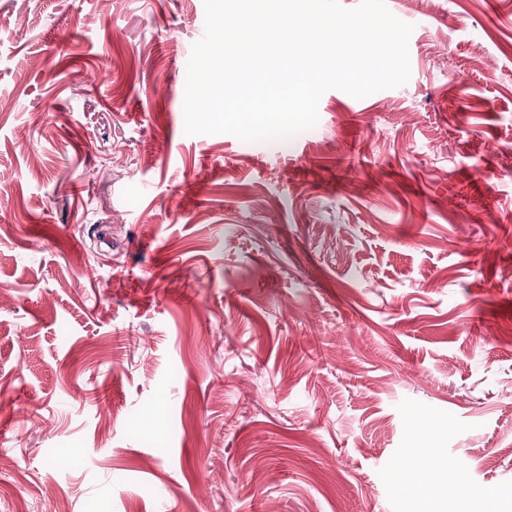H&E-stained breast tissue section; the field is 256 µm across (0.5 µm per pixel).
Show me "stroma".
<instances>
[{
	"label": "stroma",
	"mask_w": 512,
	"mask_h": 512,
	"mask_svg": "<svg viewBox=\"0 0 512 512\" xmlns=\"http://www.w3.org/2000/svg\"><path fill=\"white\" fill-rule=\"evenodd\" d=\"M386 5L408 82L261 143L203 0H0V512H512V0Z\"/></svg>",
	"instance_id": "1"
}]
</instances>
